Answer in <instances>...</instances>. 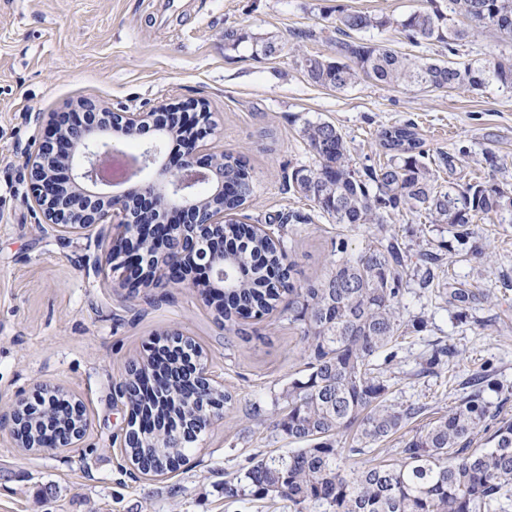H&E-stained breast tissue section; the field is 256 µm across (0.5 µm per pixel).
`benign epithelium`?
<instances>
[{
  "mask_svg": "<svg viewBox=\"0 0 512 512\" xmlns=\"http://www.w3.org/2000/svg\"><path fill=\"white\" fill-rule=\"evenodd\" d=\"M160 115L114 112L83 99L73 112H53L45 136L26 156L27 199L37 223L50 225L61 236L78 235L96 226L112 227V246L100 269L122 271L123 288H142L149 277L176 288L195 286L191 273L204 274L206 287L224 285V206L203 208L195 202L205 187L224 186L220 161L199 157V137L185 142L177 164L164 160L165 139L157 135L134 153L133 185L114 194L103 179L102 162ZM137 391L144 397L155 385L158 364L148 358L139 365ZM219 385L208 362L192 355L191 374L182 386L193 392L204 422L179 421L171 434L199 439L219 417L222 407L206 399ZM0 433L18 448H74L87 436L88 420L81 399L50 385L37 395L19 394L0 412Z\"/></svg>",
  "mask_w": 512,
  "mask_h": 512,
  "instance_id": "obj_1",
  "label": "benign epithelium"
}]
</instances>
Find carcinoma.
I'll return each mask as SVG.
<instances>
[{
	"label": "carcinoma",
	"mask_w": 512,
	"mask_h": 512,
	"mask_svg": "<svg viewBox=\"0 0 512 512\" xmlns=\"http://www.w3.org/2000/svg\"><path fill=\"white\" fill-rule=\"evenodd\" d=\"M436 0L396 25L419 44L438 42L455 52L461 42L485 31L512 38V0ZM336 59L313 56L304 70L313 83L344 90L359 76L380 86L407 84L432 90L472 92L495 85L512 92V63L488 56L478 65L439 59L409 58L388 45L355 38V33L391 24L384 17L336 9ZM303 137L318 158V168H296L288 185L338 224H383L403 209L425 215L433 224H447L457 236L470 234L480 215L494 214L512 223V192L485 182L438 183L426 161L423 142L412 122L391 126L381 135L389 154L384 164L356 167L343 135L328 122L309 123ZM224 159V211L243 208L254 192L246 164L230 153ZM236 247L224 252L230 277L224 301L215 305L224 326L242 311L262 317L277 309L283 297L294 306L291 323L300 324L308 362L302 378L288 387V412L275 427L295 443L286 454L254 462L224 483L227 497L249 491L288 503L293 512H507L512 502V420L503 418L494 430L484 389L476 387L433 423L403 440L400 458L358 466L363 455L402 429L422 412L420 406L396 409L387 404L388 385L371 371L372 362L400 337L397 314L402 288L403 258L388 244L352 256L336 243V262L328 277L296 286L294 263L280 239L234 233ZM161 383V398L145 406L134 397L138 412L168 418L178 412L198 419L197 404L183 400L175 409ZM490 432L486 447H471L479 432ZM195 445L160 428L143 440L127 443L126 451L145 474L164 475L189 461Z\"/></svg>",
	"instance_id": "obj_1"
}]
</instances>
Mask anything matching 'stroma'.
<instances>
[{"instance_id": "1", "label": "stroma", "mask_w": 512, "mask_h": 512, "mask_svg": "<svg viewBox=\"0 0 512 512\" xmlns=\"http://www.w3.org/2000/svg\"><path fill=\"white\" fill-rule=\"evenodd\" d=\"M424 0H0V408L49 382L79 396L89 434L76 448L24 452L0 437V512H287L270 497L224 495L226 480L255 459L293 443L276 429L286 391L307 360L299 325L287 313L241 318L220 328L192 288H141L136 295L104 277L97 259L110 227L61 238L37 223L26 201L29 146L48 113L80 98L115 112H146L199 100L212 131L202 155L246 159L254 194L249 223L283 237L302 284L324 279L337 241L361 254L391 242L405 260L399 319L404 337L375 365L396 408L425 412L357 456L360 465L392 460L403 439L469 395L468 380L487 373L485 399L512 418V224L476 217L468 238L445 224L401 211L383 224H338L288 188L294 168L316 169L302 138L309 122L334 125L356 166L387 157L383 129L415 123L430 156H444L443 183L490 182L512 190V93L491 86L458 93L383 87L362 78L344 90L312 83L311 56L335 57L337 9L391 19L366 38L403 54L474 63L512 61V39L488 32L449 55L440 43L415 45L396 19ZM238 30L237 46L224 41ZM270 38L282 51L256 53ZM281 212L304 224L270 223ZM178 330L203 350L230 399L189 463L161 477L131 473L120 455L130 417L118 387L130 366ZM456 357L434 372L421 367L433 349Z\"/></svg>"}]
</instances>
